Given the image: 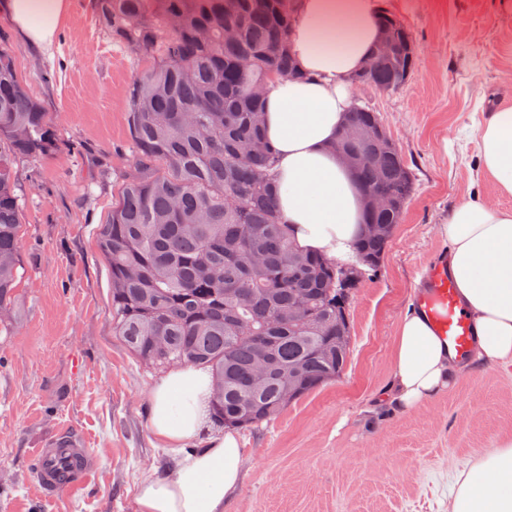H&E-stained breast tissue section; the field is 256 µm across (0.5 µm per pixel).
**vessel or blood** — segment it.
<instances>
[{"label": "vessel or blood", "instance_id": "obj_1", "mask_svg": "<svg viewBox=\"0 0 512 512\" xmlns=\"http://www.w3.org/2000/svg\"><path fill=\"white\" fill-rule=\"evenodd\" d=\"M416 308L424 314L437 335L458 355H466L472 345L469 321L461 314L456 289L448 276L447 259L436 254L421 273L414 297ZM35 479L44 497L53 499L64 492H76L89 484L97 471L98 460L82 437L62 430L37 449Z\"/></svg>", "mask_w": 512, "mask_h": 512}]
</instances>
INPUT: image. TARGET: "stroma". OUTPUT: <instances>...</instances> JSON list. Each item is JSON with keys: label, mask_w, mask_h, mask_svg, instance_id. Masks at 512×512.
Segmentation results:
<instances>
[{"label": "stroma", "mask_w": 512, "mask_h": 512, "mask_svg": "<svg viewBox=\"0 0 512 512\" xmlns=\"http://www.w3.org/2000/svg\"><path fill=\"white\" fill-rule=\"evenodd\" d=\"M50 53L0 14V45L58 128L55 154L19 160L24 217L19 309L0 335V512H137L136 487L175 462L150 428L159 380L112 332L100 224L132 164L127 86L137 58L100 33L94 0H71ZM413 32L416 64L400 89L358 87L412 171L409 200L377 272L351 308L340 377L242 431L243 476L226 512H448L451 487L512 433V366L469 367L411 410L385 397L399 326L418 272L447 250L439 227L478 198L512 211L480 169L478 128L512 107V2L382 0ZM84 433L100 469L46 501L36 449L60 428Z\"/></svg>", "instance_id": "obj_1"}]
</instances>
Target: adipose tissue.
<instances>
[{
    "instance_id": "adipose-tissue-1",
    "label": "adipose tissue",
    "mask_w": 512,
    "mask_h": 512,
    "mask_svg": "<svg viewBox=\"0 0 512 512\" xmlns=\"http://www.w3.org/2000/svg\"><path fill=\"white\" fill-rule=\"evenodd\" d=\"M71 0H0L27 40L52 46ZM290 50L301 73L276 79L264 94L265 132L277 154L279 208L298 245L349 260L360 233L362 194L333 145L360 73L379 38L378 0H292ZM481 168L512 195V107L489 113L479 130ZM448 273L470 321L474 365L512 364V212L477 200L456 205L441 227ZM457 355L421 313L406 316L393 351L390 400L408 410L456 377ZM211 376L194 367L170 371L150 392V424L159 442L180 451L174 472L145 478L137 512H224L242 470L233 432L188 447L203 425ZM453 512H512V434L455 482Z\"/></svg>"
}]
</instances>
